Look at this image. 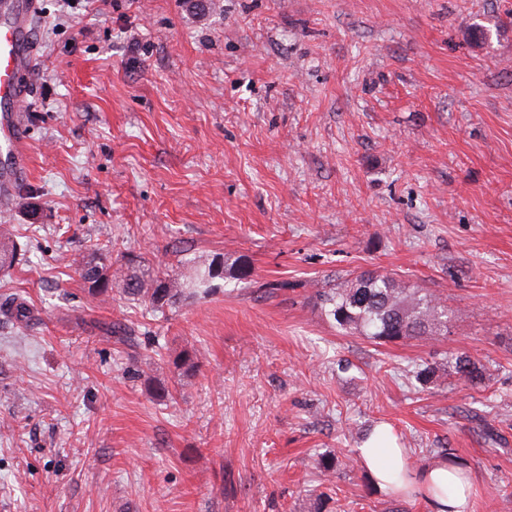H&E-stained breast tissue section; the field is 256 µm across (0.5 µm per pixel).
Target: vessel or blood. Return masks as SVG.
I'll use <instances>...</instances> for the list:
<instances>
[{
    "label": "vessel or blood",
    "instance_id": "1",
    "mask_svg": "<svg viewBox=\"0 0 512 512\" xmlns=\"http://www.w3.org/2000/svg\"><path fill=\"white\" fill-rule=\"evenodd\" d=\"M37 0H0V200H12L29 165L25 86L35 48Z\"/></svg>",
    "mask_w": 512,
    "mask_h": 512
}]
</instances>
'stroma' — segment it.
Masks as SVG:
<instances>
[{"label":"stroma","instance_id":"stroma-1","mask_svg":"<svg viewBox=\"0 0 512 512\" xmlns=\"http://www.w3.org/2000/svg\"><path fill=\"white\" fill-rule=\"evenodd\" d=\"M40 7L33 209L0 208V302L35 310L0 314V512H426L357 461L379 424L512 512V0ZM92 243L224 277L161 312L92 299L65 262ZM367 269L446 298L447 340L338 333L314 293ZM448 350L489 390L410 377ZM0 224V272H9L16 263L18 252L17 243L12 239L8 230ZM450 359L447 361L448 368H452L453 373L459 380H463L472 387H489L492 381L491 374L482 362L467 354L466 352L450 353Z\"/></svg>","mask_w":512,"mask_h":512}]
</instances>
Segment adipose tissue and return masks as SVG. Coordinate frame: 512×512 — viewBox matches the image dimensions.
Segmentation results:
<instances>
[{
	"label": "adipose tissue",
	"instance_id": "1",
	"mask_svg": "<svg viewBox=\"0 0 512 512\" xmlns=\"http://www.w3.org/2000/svg\"><path fill=\"white\" fill-rule=\"evenodd\" d=\"M357 455L382 493L420 488L430 512H472L469 492L464 482L449 470L447 461L434 458L418 471H410L405 449L387 427H376L362 442Z\"/></svg>",
	"mask_w": 512,
	"mask_h": 512
}]
</instances>
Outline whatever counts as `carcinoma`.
Masks as SVG:
<instances>
[{
	"instance_id": "carcinoma-1",
	"label": "carcinoma",
	"mask_w": 512,
	"mask_h": 512,
	"mask_svg": "<svg viewBox=\"0 0 512 512\" xmlns=\"http://www.w3.org/2000/svg\"><path fill=\"white\" fill-rule=\"evenodd\" d=\"M18 252L17 243L6 228L0 229V272L10 271ZM71 265L88 285L87 293L97 297L112 287L129 301L144 304L155 311L173 306L185 290L206 296L214 290L213 280L223 277L220 267L183 258L194 268L190 281L180 283L160 267L146 264L112 266L109 257L89 248L70 259ZM317 300L336 326L345 334H358L377 344L408 338L433 339L449 333L451 311L441 298L423 288H411L392 274L363 271L346 278L333 288L316 291ZM3 313L18 323L32 317L28 304L10 297L0 304ZM448 366L458 379L472 387H488L491 374L482 362L465 353L451 354Z\"/></svg>"
}]
</instances>
